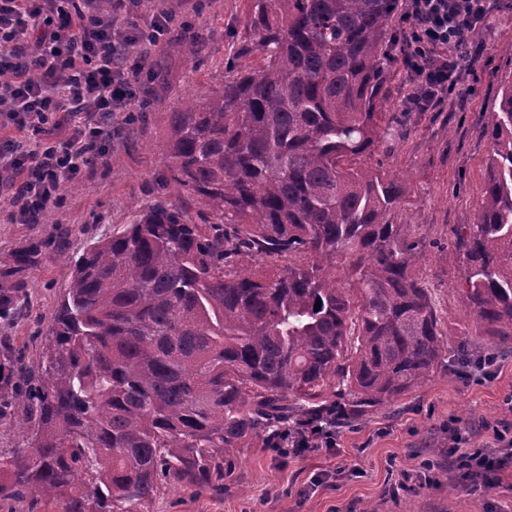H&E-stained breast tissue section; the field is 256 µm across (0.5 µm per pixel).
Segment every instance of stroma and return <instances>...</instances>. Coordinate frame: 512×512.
<instances>
[{"mask_svg":"<svg viewBox=\"0 0 512 512\" xmlns=\"http://www.w3.org/2000/svg\"><path fill=\"white\" fill-rule=\"evenodd\" d=\"M246 0H159L157 11L175 23L161 49L155 76H142L130 111L118 113L112 146L72 183L49 224H14L0 209V253L33 241L63 244L81 254L91 243L128 223L132 201L180 200L192 218L201 210L190 198H178L166 180L169 161L161 145L170 112L182 96H204L226 73L228 62L255 63L242 56L247 41ZM202 28L206 37L194 65H187L180 23ZM485 48L473 72L429 112L408 110L413 81L400 60L389 61L382 88L394 131L365 160L366 166L408 181L412 192L397 221L414 224L424 241L419 264L448 334L471 327L472 314L460 299L465 275L453 246L458 225L475 223L485 162L492 144L483 134L495 97L512 85V57L502 53L512 42V12H493L486 21ZM71 269L45 255L29 281L30 307L9 328L28 357L40 353L31 342L36 322H49L67 287ZM512 392V355L501 357L492 376L467 381L454 370L435 372L399 401L353 425L337 429L336 446L280 462L262 446L241 448L224 463V492L191 493L171 487L145 512H512V467L496 485L463 486L447 468L427 470L426 461L443 459L448 430L470 431L472 445L490 441L491 424L507 417L504 397ZM343 467L344 478L317 487L307 499L297 490L314 475Z\"/></svg>","mask_w":512,"mask_h":512,"instance_id":"1","label":"stroma"}]
</instances>
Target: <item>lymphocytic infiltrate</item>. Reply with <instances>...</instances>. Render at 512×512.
<instances>
[{
	"label": "lymphocytic infiltrate",
	"instance_id": "obj_1",
	"mask_svg": "<svg viewBox=\"0 0 512 512\" xmlns=\"http://www.w3.org/2000/svg\"><path fill=\"white\" fill-rule=\"evenodd\" d=\"M127 0H112L99 14L96 0H0V188L16 224L38 223L68 186L112 141V122L134 99L145 61L126 63L123 49L145 31L120 30ZM494 0H408L403 15L404 68L415 83L412 109L444 103L469 74L475 42ZM73 123L50 137L60 114ZM459 446L448 468L460 481L491 483L512 465V420L493 428V447H469V435L452 428Z\"/></svg>",
	"mask_w": 512,
	"mask_h": 512
}]
</instances>
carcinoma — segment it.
Listing matches in <instances>:
<instances>
[{"instance_id":"obj_1","label":"carcinoma","mask_w":512,"mask_h":512,"mask_svg":"<svg viewBox=\"0 0 512 512\" xmlns=\"http://www.w3.org/2000/svg\"><path fill=\"white\" fill-rule=\"evenodd\" d=\"M258 65L170 113L169 183L204 211L132 203L77 256L37 366L0 336V509L144 512L168 487L224 493V457L295 425L342 428L512 342V85L486 135L478 219L455 229L475 316L443 331L396 218L409 187L358 164L390 135L381 64L400 0H247ZM47 242L0 254V320ZM300 255L307 262L297 261ZM346 272L336 275V258ZM319 310H314L315 304Z\"/></svg>"}]
</instances>
